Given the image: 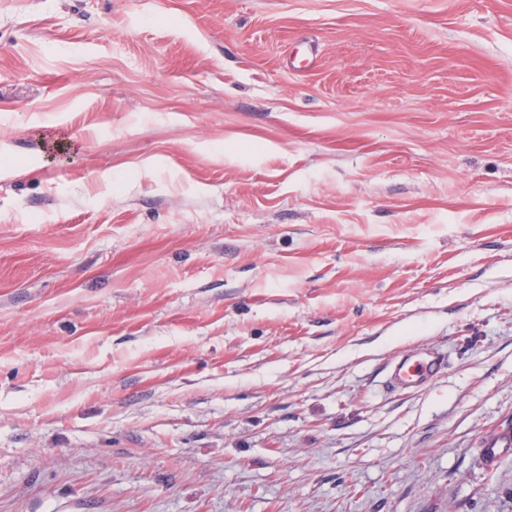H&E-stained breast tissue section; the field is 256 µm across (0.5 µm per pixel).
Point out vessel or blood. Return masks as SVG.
I'll return each instance as SVG.
<instances>
[{"label":"vessel or blood","instance_id":"obj_1","mask_svg":"<svg viewBox=\"0 0 512 512\" xmlns=\"http://www.w3.org/2000/svg\"><path fill=\"white\" fill-rule=\"evenodd\" d=\"M447 367L448 361L441 352L414 348L391 359L387 386L395 391H421Z\"/></svg>","mask_w":512,"mask_h":512}]
</instances>
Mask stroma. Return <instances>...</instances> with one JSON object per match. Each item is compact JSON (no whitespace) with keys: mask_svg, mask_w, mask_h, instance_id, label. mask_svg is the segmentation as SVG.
<instances>
[{"mask_svg":"<svg viewBox=\"0 0 512 512\" xmlns=\"http://www.w3.org/2000/svg\"><path fill=\"white\" fill-rule=\"evenodd\" d=\"M0 512H512V0H0ZM448 367L438 350L410 349L390 361L387 387L394 391H422Z\"/></svg>","mask_w":512,"mask_h":512,"instance_id":"obj_1","label":"stroma"}]
</instances>
